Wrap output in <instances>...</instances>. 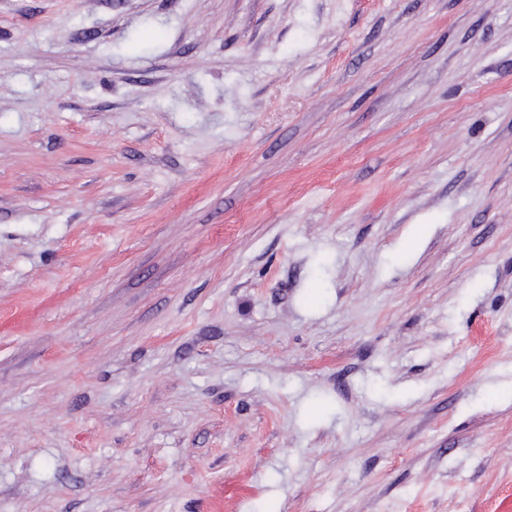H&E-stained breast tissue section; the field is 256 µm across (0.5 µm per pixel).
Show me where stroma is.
<instances>
[{
	"instance_id": "1",
	"label": "stroma",
	"mask_w": 512,
	"mask_h": 512,
	"mask_svg": "<svg viewBox=\"0 0 512 512\" xmlns=\"http://www.w3.org/2000/svg\"><path fill=\"white\" fill-rule=\"evenodd\" d=\"M512 494V0H0V512Z\"/></svg>"
}]
</instances>
